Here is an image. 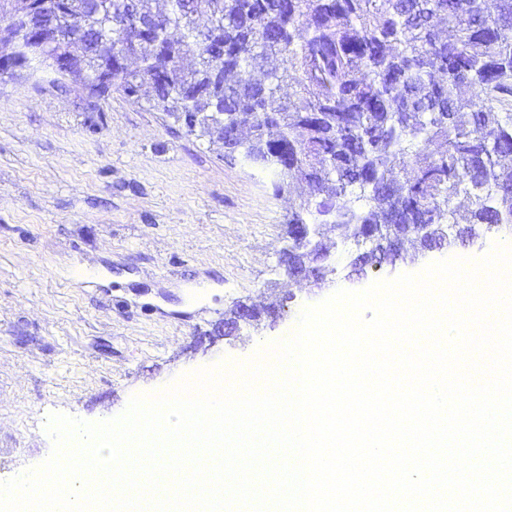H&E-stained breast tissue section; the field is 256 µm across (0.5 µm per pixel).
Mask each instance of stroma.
Listing matches in <instances>:
<instances>
[{
  "label": "stroma",
  "instance_id": "obj_1",
  "mask_svg": "<svg viewBox=\"0 0 512 512\" xmlns=\"http://www.w3.org/2000/svg\"><path fill=\"white\" fill-rule=\"evenodd\" d=\"M146 100L89 99L47 71L0 82V481L41 465L49 415L120 416L135 394L251 358L343 288L477 259L492 237L318 284L278 266L291 207ZM274 307L225 334L237 303Z\"/></svg>",
  "mask_w": 512,
  "mask_h": 512
}]
</instances>
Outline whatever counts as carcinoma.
<instances>
[{
  "mask_svg": "<svg viewBox=\"0 0 512 512\" xmlns=\"http://www.w3.org/2000/svg\"><path fill=\"white\" fill-rule=\"evenodd\" d=\"M170 2L69 0L49 50L88 77L110 60L124 95L146 87L152 108L199 114L197 135L267 167L275 195L308 187L288 224L324 225L319 251H348L358 273L406 240L425 252L458 229L512 236V0ZM129 4L159 19L126 49L137 75L111 39ZM200 16L224 44L188 32ZM313 254L290 238L279 266L294 278Z\"/></svg>",
  "mask_w": 512,
  "mask_h": 512,
  "instance_id": "cac0c4a2",
  "label": "carcinoma"
}]
</instances>
